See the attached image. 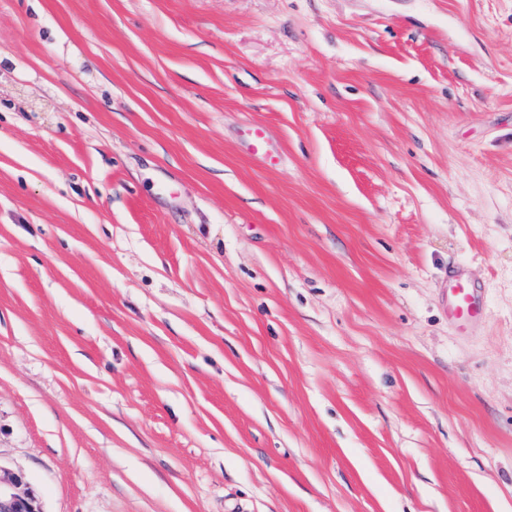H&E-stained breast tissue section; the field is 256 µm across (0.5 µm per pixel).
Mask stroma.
Masks as SVG:
<instances>
[{
  "label": "stroma",
  "instance_id": "35a3bbf8",
  "mask_svg": "<svg viewBox=\"0 0 512 512\" xmlns=\"http://www.w3.org/2000/svg\"><path fill=\"white\" fill-rule=\"evenodd\" d=\"M0 467L512 512V0H0ZM448 288V315L462 324L469 323L479 314L478 285L467 279L462 272H455L450 276Z\"/></svg>",
  "mask_w": 512,
  "mask_h": 512
}]
</instances>
